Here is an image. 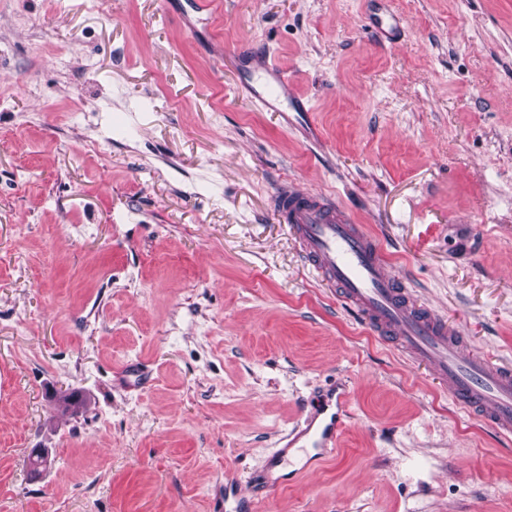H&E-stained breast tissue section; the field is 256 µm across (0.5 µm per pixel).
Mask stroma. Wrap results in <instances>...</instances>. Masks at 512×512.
Returning a JSON list of instances; mask_svg holds the SVG:
<instances>
[{
	"mask_svg": "<svg viewBox=\"0 0 512 512\" xmlns=\"http://www.w3.org/2000/svg\"><path fill=\"white\" fill-rule=\"evenodd\" d=\"M394 6L388 45L371 0H0V512H225L338 380L336 454L294 456L267 512H512V439L271 212L282 181L334 195L512 364V0ZM267 52L312 133L238 93L233 56ZM375 1L382 7L369 15L368 27L375 36L386 39L390 43L395 42L405 35L404 22L400 16L389 10L390 0ZM244 496L242 494V488L239 480L236 477L227 478L224 481V510H226V504L230 501V499L235 503V510L239 508V504L242 500H244ZM247 502L248 511H240V512H257L260 511L259 502L255 500L254 496L250 498H245Z\"/></svg>",
	"mask_w": 512,
	"mask_h": 512,
	"instance_id": "1",
	"label": "stroma"
}]
</instances>
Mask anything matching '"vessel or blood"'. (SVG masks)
I'll use <instances>...</instances> for the list:
<instances>
[{
  "instance_id": "1",
  "label": "vessel or blood",
  "mask_w": 512,
  "mask_h": 512,
  "mask_svg": "<svg viewBox=\"0 0 512 512\" xmlns=\"http://www.w3.org/2000/svg\"><path fill=\"white\" fill-rule=\"evenodd\" d=\"M368 17L372 33L395 42L405 33L390 0H377ZM260 84H245L248 100L275 112L288 95L290 76L272 57L253 66ZM271 204L278 223L287 225L315 278L333 288L379 339L411 360L425 364L447 382L456 405L477 416L499 435L512 436V366L476 352L468 337L448 326L391 271L382 242L357 224L334 196L281 183ZM348 392L332 384L328 396L310 403L301 423L289 432L286 448H311L316 459L334 456L345 427Z\"/></svg>"
}]
</instances>
